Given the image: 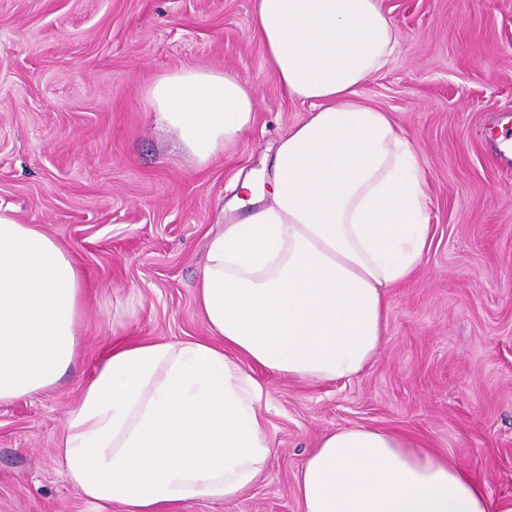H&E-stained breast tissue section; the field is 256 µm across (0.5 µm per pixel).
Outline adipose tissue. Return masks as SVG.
Instances as JSON below:
<instances>
[{"instance_id":"ef3b65f1","label":"adipose tissue","mask_w":512,"mask_h":512,"mask_svg":"<svg viewBox=\"0 0 512 512\" xmlns=\"http://www.w3.org/2000/svg\"><path fill=\"white\" fill-rule=\"evenodd\" d=\"M268 66L311 107L279 140L269 199L207 241L196 283L210 335L113 342L69 410L58 453L95 512L232 501L265 473L264 386L248 365L299 381L361 373L386 333L387 288L429 245L426 182L392 113L359 94L398 30L381 0H254ZM155 121L203 166L254 118L238 74L182 69L149 91ZM86 286L41 227L0 207V403L47 391L80 347ZM302 512H512L447 454L351 426L324 434L296 480Z\"/></svg>"}]
</instances>
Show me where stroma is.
<instances>
[{"instance_id":"35a3bbf8","label":"stroma","mask_w":512,"mask_h":512,"mask_svg":"<svg viewBox=\"0 0 512 512\" xmlns=\"http://www.w3.org/2000/svg\"><path fill=\"white\" fill-rule=\"evenodd\" d=\"M399 40L361 88L392 113L427 184L431 244L388 289L384 341L351 380L261 367L269 467L243 498L171 512H301L295 478L320 437L364 425L411 435L512 497V0H382ZM184 68L240 74L255 116L198 167L148 97ZM308 105L266 63L253 0H0V204L69 253L88 290L81 348L56 387L0 405V512H92L56 450L67 411L119 338L207 337L195 301L206 242L236 186L270 168Z\"/></svg>"}]
</instances>
